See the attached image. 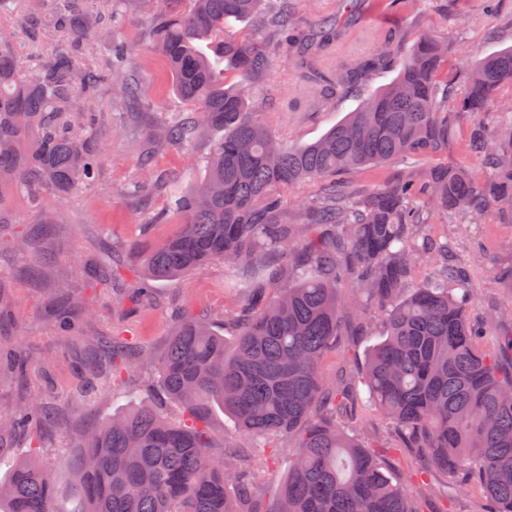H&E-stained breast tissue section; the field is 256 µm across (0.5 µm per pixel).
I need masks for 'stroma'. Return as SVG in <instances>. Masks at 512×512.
I'll return each instance as SVG.
<instances>
[{
  "instance_id": "35a3bbf8",
  "label": "stroma",
  "mask_w": 512,
  "mask_h": 512,
  "mask_svg": "<svg viewBox=\"0 0 512 512\" xmlns=\"http://www.w3.org/2000/svg\"><path fill=\"white\" fill-rule=\"evenodd\" d=\"M150 15L146 0H124L118 27L94 35L83 57L85 68L102 74L112 43L123 44L128 53L125 76L142 84L147 102L144 112L133 113L119 105L110 91H103L98 107L104 126L99 184L64 198L45 195L36 206L20 183L0 181V215L9 222L10 236L27 243L22 252L0 245V286L7 296L6 305L0 306V342L19 344L30 358L24 374L0 368V412L34 396L42 400L51 417L32 429L39 444L36 454L62 487L67 484L62 455L98 422L141 403H161L169 416L182 413L180 406L161 401L150 370L135 362L126 378L136 387L135 396L113 395L107 386L94 397H83V363L104 358L106 346L118 333L124 335L131 353L162 351L178 311L189 309L220 320L241 307L224 286L220 263L201 266L175 281L155 283L153 306L135 308L117 301L118 294H130L143 281L136 244L159 245L178 231V218L166 210L165 193L154 186L157 176L174 173L189 183L198 180L197 160L207 150L202 141L190 149L149 143L151 117L181 109L166 65L151 49ZM426 28L447 36L448 71L460 72L475 59L512 46V0H493L489 5L484 0H413L407 8L393 7L390 0H357L344 46L324 57L319 68L328 74L344 58L373 52L386 30L400 32L399 48L407 50ZM0 32L13 34L15 55L26 71L43 65L67 39L50 27L40 37H31L14 13H0ZM394 75L393 68H384L327 101L290 66L258 77L256 83L274 114L278 137L294 147L320 138ZM136 183L143 187L139 203L127 196ZM426 231L447 238L451 258L469 274L476 298L472 314L488 321L480 347L497 353L503 366L511 367L512 312L505 306L512 302V224L489 216L476 223L459 214L432 218ZM43 263L57 269V278L36 276V267ZM105 271L114 290L99 285ZM65 293L78 296L84 308L75 314L74 330L68 336L55 325L57 301ZM364 311L361 321L343 317L336 343L322 361L328 379L358 376L368 349L379 340L382 309L368 303ZM353 424L362 438L384 440L381 455L393 459L399 438L368 403H357ZM459 482L458 476L433 471L426 480H412L409 489L416 500L428 501L431 512H489L491 504L484 492L474 485L461 489Z\"/></svg>"
}]
</instances>
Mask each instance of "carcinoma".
<instances>
[{"label":"carcinoma","instance_id":"cac0c4a2","mask_svg":"<svg viewBox=\"0 0 512 512\" xmlns=\"http://www.w3.org/2000/svg\"><path fill=\"white\" fill-rule=\"evenodd\" d=\"M54 25L70 35L39 68L18 66L12 39L0 37V179L26 180L38 203L98 182V82L82 64L87 41L107 16L91 0H59ZM152 47L171 70L186 110L165 118L168 139L190 145L206 138L202 179L188 188L167 175L169 211L179 232L140 248L146 271L135 304L153 299L152 282L184 276L207 262L224 263V287L243 297L239 314L218 327L186 311L167 350L146 355L183 418L168 421L156 407L120 412L85 436L65 465L79 512H238L259 491L238 468L239 449L211 452L204 405L220 406L249 447L268 442L276 463L283 438L292 444L277 504L264 512H421L406 484L387 474L371 449L345 427L359 392L325 379L321 362L347 311L338 289L349 284L387 308L382 339L367 353L363 385L403 448H419L427 465L458 472L476 484L494 512H512V372L477 345L482 321L470 319L474 294L465 270L448 264V242L423 235L431 213L482 217L495 211L512 223V131L472 125L467 147L491 170L477 178L462 167L435 164L406 172L356 195L338 176L393 160L432 159L448 149L462 112H488L512 93V47L448 77V40L420 34L404 54L400 34L385 33L369 57L348 59L337 73L310 69L327 46L343 40L337 17L298 34L288 0L271 5L265 48L236 27L262 13L265 0H160ZM293 53L294 64L329 96L352 77L383 63L397 69L321 138L297 147L276 136L271 113L256 96V78ZM30 148L21 142L31 131ZM305 181L323 183L322 199L301 222L282 215L284 196ZM440 258L427 284L410 288L419 255ZM233 342L224 339V333ZM126 359L112 352L109 369L93 374L123 382ZM38 398L0 414V433H20L43 420ZM0 512H58V484L28 447L0 443Z\"/></svg>","mask_w":512,"mask_h":512}]
</instances>
